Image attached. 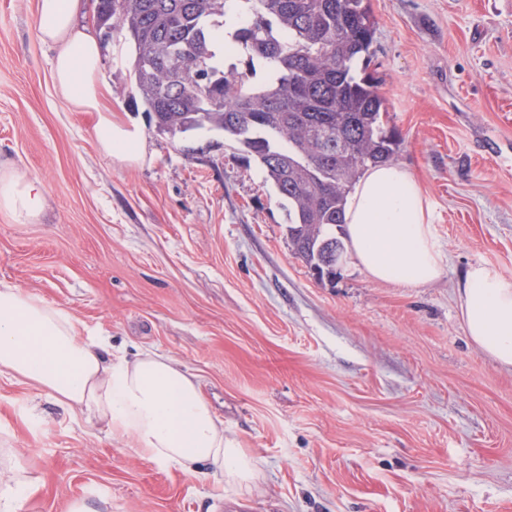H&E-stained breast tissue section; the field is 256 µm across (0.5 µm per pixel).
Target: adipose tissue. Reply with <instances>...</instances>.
<instances>
[{"instance_id": "obj_1", "label": "adipose tissue", "mask_w": 512, "mask_h": 512, "mask_svg": "<svg viewBox=\"0 0 512 512\" xmlns=\"http://www.w3.org/2000/svg\"><path fill=\"white\" fill-rule=\"evenodd\" d=\"M83 0H38L40 40L56 49L53 81L77 109L92 112V135L107 156L137 163L147 154L135 122L116 119L104 104L108 80L98 38L81 26ZM41 182L0 168V211L16 223L39 221ZM348 250L373 278L419 287L436 280L442 252L432 207L416 178L385 164L351 192ZM467 335L500 366L512 368V283L492 268L469 269L460 290ZM43 390L71 419L101 424L107 435L131 438L165 467L197 468L222 493H249L255 460L224 437V422L201 391L197 375L145 350L112 354L96 335L81 333L65 308L0 282V376Z\"/></svg>"}]
</instances>
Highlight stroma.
<instances>
[{"instance_id":"stroma-1","label":"stroma","mask_w":512,"mask_h":512,"mask_svg":"<svg viewBox=\"0 0 512 512\" xmlns=\"http://www.w3.org/2000/svg\"><path fill=\"white\" fill-rule=\"evenodd\" d=\"M36 5L0 0V163L45 188L37 223L0 211V281L113 351L199 376L260 473L246 496L220 497L2 375L0 449L32 485L21 512H512V369L471 342L459 296L478 265L512 283V0H370L368 71L444 257L415 288L350 258L317 281L257 162L222 133L151 124L119 36L102 42L112 109L147 154L105 156L91 115L54 86Z\"/></svg>"}]
</instances>
